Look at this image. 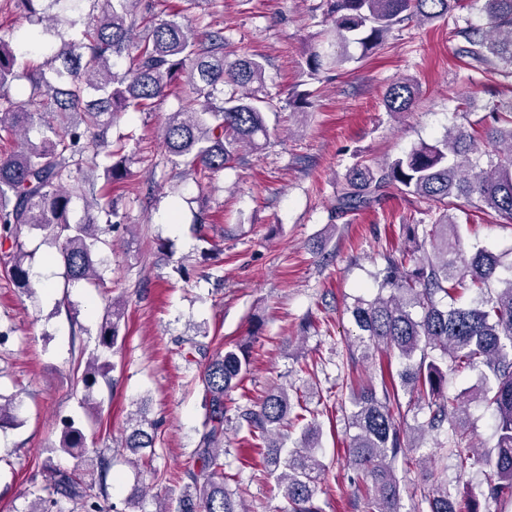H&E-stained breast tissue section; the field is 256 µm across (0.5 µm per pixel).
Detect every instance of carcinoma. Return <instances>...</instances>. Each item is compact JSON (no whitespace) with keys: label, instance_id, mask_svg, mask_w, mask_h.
Segmentation results:
<instances>
[{"label":"carcinoma","instance_id":"carcinoma-1","mask_svg":"<svg viewBox=\"0 0 512 512\" xmlns=\"http://www.w3.org/2000/svg\"><path fill=\"white\" fill-rule=\"evenodd\" d=\"M61 0H15L30 26L26 41L43 51L39 66L21 62L13 34H0V141L13 150L0 157V273L18 288L28 289L31 254L24 232H42L55 247L65 281H102L101 253L111 247L102 235L112 230L116 206L110 185L132 176L123 146L112 145V123L125 112H141L168 97L177 81L189 87L179 110L168 117L162 139L170 161L185 176L212 178L242 160L268 137L266 112L276 108L264 94V57L226 51L224 30L198 29L177 13L161 9L160 0H89L90 10L72 18L50 10ZM332 22L329 45L308 47L309 71L339 67L342 49L355 43L368 55L381 46L392 28L407 19L420 24L445 20L459 0H327ZM487 27L461 31L464 56L485 66L499 61L512 66V0H484ZM149 33L136 41L138 23ZM129 66L116 69V60ZM26 81L25 100L10 96L12 85ZM414 86L403 80L386 90L388 112L411 109ZM493 123L484 137L490 149L486 167L474 161L480 153L475 135L458 127L433 144H423L383 164H358L348 173L337 196L336 210L346 214L372 206L389 188L420 198L435 207L436 217L422 229V241L409 252L386 257L378 293L357 299L349 312L368 354L391 351L402 369L400 385L368 383L350 394L346 454L370 493L371 512H400L401 484L394 464L418 447L409 435V411L425 405L428 417L420 431L446 436L442 447L457 459L460 474L478 465L477 485L450 488L447 475H428L430 487L414 512H480V500L512 503V278L502 279L501 258L479 250L465 256L458 218L448 207L471 206L491 211L495 220L512 223V167L498 157L512 156V104L492 109ZM40 137H28L33 126ZM104 169L107 187L97 189L88 176ZM84 201V218L73 222L70 205ZM469 291L467 304L455 296ZM445 299L450 303L443 306ZM123 303L106 306L99 345L113 350L121 336ZM441 360L446 369L436 363ZM109 362L92 354L81 381L105 375ZM485 370V385L471 399L493 409L496 442L483 452L465 451L473 437L469 410L450 404L443 389L448 372ZM249 371L246 349L218 351L201 373L206 430L186 470L174 508L156 512H248L224 476V425L236 420L263 449L264 475L273 478L287 502L284 512H323L320 475L325 465L317 448L321 428L301 397L284 387L262 400L240 405L231 399ZM408 397L402 404L400 395ZM58 446L73 460L68 469L44 464L45 480L29 512H123L107 491L109 461L101 450L87 447L83 429L69 418L60 420ZM300 427V435L291 437ZM156 423L139 408L127 419L124 448L150 464L155 455ZM150 449V455L140 451Z\"/></svg>","mask_w":512,"mask_h":512}]
</instances>
